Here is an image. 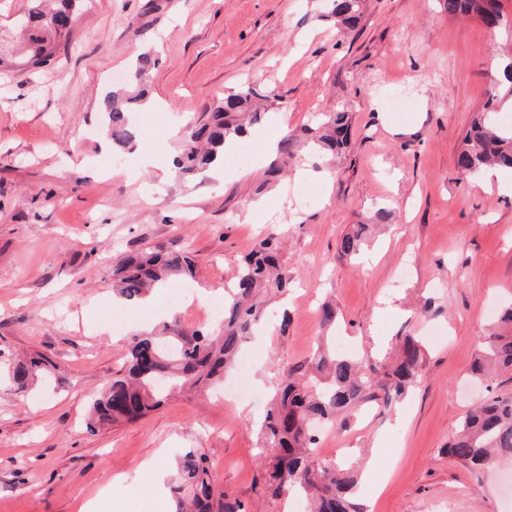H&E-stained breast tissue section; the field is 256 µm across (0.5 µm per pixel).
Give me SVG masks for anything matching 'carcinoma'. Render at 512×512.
Masks as SVG:
<instances>
[{
    "label": "carcinoma",
    "mask_w": 512,
    "mask_h": 512,
    "mask_svg": "<svg viewBox=\"0 0 512 512\" xmlns=\"http://www.w3.org/2000/svg\"><path fill=\"white\" fill-rule=\"evenodd\" d=\"M445 3L448 15H474L488 27L503 17L500 0ZM72 4L73 0H59L58 7L46 8L43 0H31L15 37L0 41V54L20 47L33 63L45 61L54 41L69 33ZM330 14L336 22L351 27L358 20L359 0H331ZM155 63L151 53L140 54L127 87L100 99L106 135L117 146L124 147L133 139L132 114L148 97L146 77ZM283 99L277 88L261 81L225 92L206 112L203 123L187 126L176 161L179 172L191 174L224 158V143L241 139L248 127L262 120L269 106ZM501 105L497 95H489L484 111L477 114L466 134L458 167L469 177L487 167L512 169V124L501 121ZM350 131L348 113L341 110L289 131L279 146L281 166L270 169L269 176L288 166L299 144H308L323 155H341L349 144ZM366 229L367 225L360 224L346 234L339 243L340 254L360 252ZM195 274L192 258L161 245L122 256L112 264L119 296L133 302L174 277L193 278ZM290 282L278 236L270 233L244 257L234 281L225 288L224 323L218 335L189 331L177 320L133 335L124 373L109 381L93 401L87 428L120 420L135 422L161 406L169 395L198 391L221 378L250 340L265 298L288 290ZM319 317L322 332L330 331L338 320L336 306L324 303ZM499 322L501 329L485 337L472 361L470 373L476 380H486L498 369L512 371V306ZM47 363L38 356L10 364L5 368L6 379L16 392L26 393L35 378L46 372ZM422 363V349L413 336L398 340L392 365L380 375L373 367L364 368L362 361L337 352L328 337H318L308 358L288 366L260 428L262 447L270 454L264 479L272 494L301 496L307 512H363L355 498L357 474L320 459L316 455L318 436L335 427L373 387L382 392L386 404L404 396L419 382ZM446 453L480 481L492 474L500 458L512 456V395H490L472 409L460 422ZM171 493L173 512H244L241 502L228 500L214 487L206 457L193 450L179 457Z\"/></svg>",
    "instance_id": "cac0c4a2"
}]
</instances>
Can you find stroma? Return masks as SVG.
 Listing matches in <instances>:
<instances>
[{
    "label": "stroma",
    "mask_w": 512,
    "mask_h": 512,
    "mask_svg": "<svg viewBox=\"0 0 512 512\" xmlns=\"http://www.w3.org/2000/svg\"><path fill=\"white\" fill-rule=\"evenodd\" d=\"M52 51L41 67L0 60V368L39 353L53 363L24 396L0 377V512H170L167 482L189 448L245 512H290V500L265 492L266 454L245 410L309 355L325 297L336 303L337 343L366 364L388 363L400 336L418 337L425 353L403 399L364 400L321 437L320 457L359 470L367 512H512L511 458L480 481L443 453L489 391L512 394L510 372L468 377L512 302V191L457 167L488 95L512 100L490 66L512 58V28L451 17L444 0H363L343 33L328 0H79ZM144 51L159 63L148 78L154 109L134 114L137 136L166 158L224 90L262 79L284 100L259 132L282 137L343 110L349 149L334 160L300 150L273 184L267 158L221 182L142 169L133 150L113 151L98 104ZM304 169L332 180L301 181ZM259 200L268 210L249 215ZM380 206L390 216L362 254L339 257L343 234ZM272 230L294 281L290 323L280 332L284 310L266 307L239 358L246 394L173 395L89 433V406L121 369L129 337L171 314L217 331L212 306ZM156 245L190 251L195 280H173L147 303L117 301L113 258ZM182 286L187 304H172Z\"/></svg>",
    "instance_id": "stroma-1"
}]
</instances>
